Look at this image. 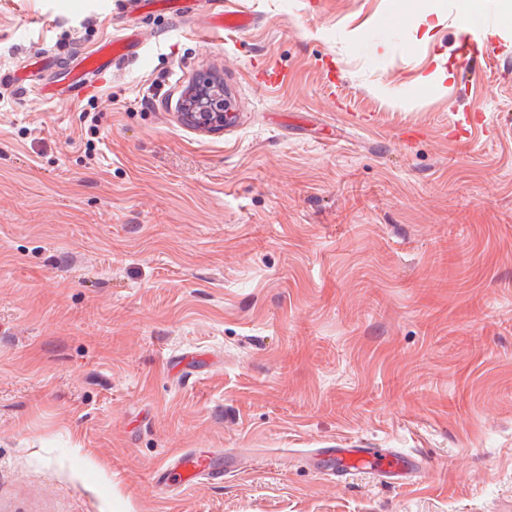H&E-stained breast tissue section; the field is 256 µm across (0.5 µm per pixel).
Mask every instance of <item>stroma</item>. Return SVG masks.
I'll return each instance as SVG.
<instances>
[{
  "label": "stroma",
  "mask_w": 512,
  "mask_h": 512,
  "mask_svg": "<svg viewBox=\"0 0 512 512\" xmlns=\"http://www.w3.org/2000/svg\"><path fill=\"white\" fill-rule=\"evenodd\" d=\"M424 3L0 0V512H512V39L437 0L413 41ZM203 72L235 127L183 121ZM197 449L246 465L159 494ZM439 20V14L432 6H426L420 9L410 28V36L418 40H429L431 34L436 28ZM436 21V22H435ZM250 24L251 16L247 13L221 10L216 13L212 25L222 30L242 31L249 27ZM142 41L138 33H126L96 50L82 55L77 68L70 70L67 82L59 87L58 95L79 98L95 87L98 76L102 74L107 63L120 62L129 56L138 54ZM317 451L330 462L325 471L336 482L357 471L390 477L405 464L390 448H317Z\"/></svg>",
  "instance_id": "1"
}]
</instances>
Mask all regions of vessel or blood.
<instances>
[{"label":"vessel or blood","mask_w":512,"mask_h":512,"mask_svg":"<svg viewBox=\"0 0 512 512\" xmlns=\"http://www.w3.org/2000/svg\"><path fill=\"white\" fill-rule=\"evenodd\" d=\"M251 17L240 11H220L216 14L214 27L241 31L249 27ZM142 47L138 33L131 32L102 44L96 50L82 55L76 68L70 70L67 82L58 93L73 98L93 88L106 64L122 61L137 54ZM321 456L327 458V473L336 480L364 471L380 477L391 476L403 461L387 448H324ZM237 456L228 455L221 460L201 452H178L167 458L154 472L155 485L161 492L189 488L202 481H223L226 471L239 470Z\"/></svg>","instance_id":"vessel-or-blood-1"}]
</instances>
